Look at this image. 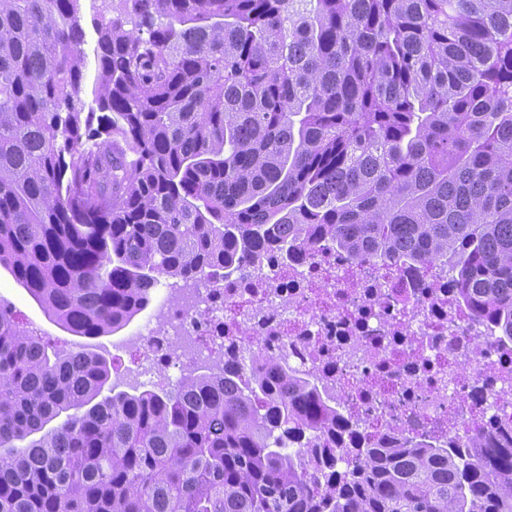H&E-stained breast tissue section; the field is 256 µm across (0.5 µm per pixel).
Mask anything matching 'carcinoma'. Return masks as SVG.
<instances>
[{
	"label": "carcinoma",
	"instance_id": "carcinoma-1",
	"mask_svg": "<svg viewBox=\"0 0 512 512\" xmlns=\"http://www.w3.org/2000/svg\"><path fill=\"white\" fill-rule=\"evenodd\" d=\"M0 0V266L76 336L273 250L457 260L512 339V0ZM236 357L101 396L0 303V512H512V439L336 453L315 378ZM50 430L45 427L56 419ZM83 8L84 21L82 22L83 28L85 31V39L82 45V49L85 55V64H86V79H85V92L83 97L86 102V106L90 107L95 106L93 99L94 95L92 93L93 89V81L95 75V48L97 42V34L95 32L93 23H92V11L90 9L91 2L85 1Z\"/></svg>",
	"mask_w": 512,
	"mask_h": 512
}]
</instances>
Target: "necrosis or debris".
Segmentation results:
<instances>
[{"instance_id":"4bbe7bcc","label":"necrosis or debris","mask_w":512,"mask_h":512,"mask_svg":"<svg viewBox=\"0 0 512 512\" xmlns=\"http://www.w3.org/2000/svg\"><path fill=\"white\" fill-rule=\"evenodd\" d=\"M163 306L120 344L134 383L151 381L158 345L175 346L169 364L182 374L250 333L264 356L248 372L268 373L275 354L316 374L367 440L512 438V340L458 299L446 261L380 265L323 250L244 268L220 288L172 284Z\"/></svg>"}]
</instances>
